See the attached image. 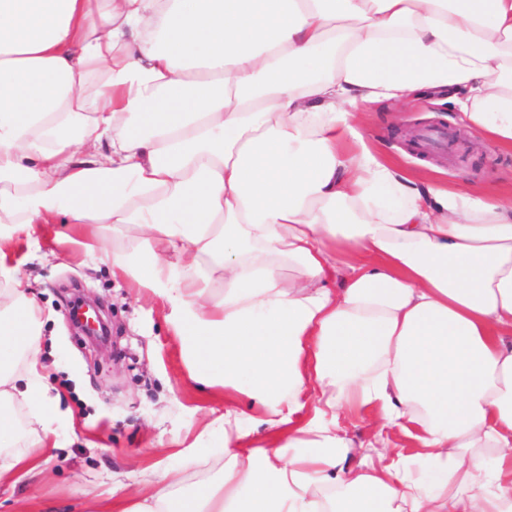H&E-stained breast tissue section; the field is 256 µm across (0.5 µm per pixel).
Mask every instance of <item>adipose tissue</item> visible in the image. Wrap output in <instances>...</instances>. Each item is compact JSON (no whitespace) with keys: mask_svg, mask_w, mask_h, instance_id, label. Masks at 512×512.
<instances>
[{"mask_svg":"<svg viewBox=\"0 0 512 512\" xmlns=\"http://www.w3.org/2000/svg\"><path fill=\"white\" fill-rule=\"evenodd\" d=\"M425 95L512 148V0H0V447L14 404L50 414L7 261L48 233L160 298L230 401L219 479L158 468L117 512H512V200L345 147ZM373 420L372 410L362 409L353 411L349 414H343L340 417V426L348 436L354 441L356 446L366 440L369 423Z\"/></svg>","mask_w":512,"mask_h":512,"instance_id":"1","label":"adipose tissue"}]
</instances>
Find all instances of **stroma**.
Wrapping results in <instances>:
<instances>
[{
  "label": "stroma",
  "instance_id": "obj_1",
  "mask_svg": "<svg viewBox=\"0 0 512 512\" xmlns=\"http://www.w3.org/2000/svg\"><path fill=\"white\" fill-rule=\"evenodd\" d=\"M429 125L458 130V113L428 99L397 115L377 106L359 131L378 157L406 175L449 191L466 185L512 198V149L476 134L467 162L451 156L426 165L406 148L405 136ZM16 261L24 291L53 313L39 362L57 445L41 471L0 485V512H16L20 503L26 512H86L95 500L145 493L144 479L158 465L178 468L188 488L200 478L220 477L224 442L210 424L224 416V392L192 379L163 301L71 247L25 248ZM77 286L103 302L116 331L115 350L91 348L76 335L69 307Z\"/></svg>",
  "mask_w": 512,
  "mask_h": 512
}]
</instances>
